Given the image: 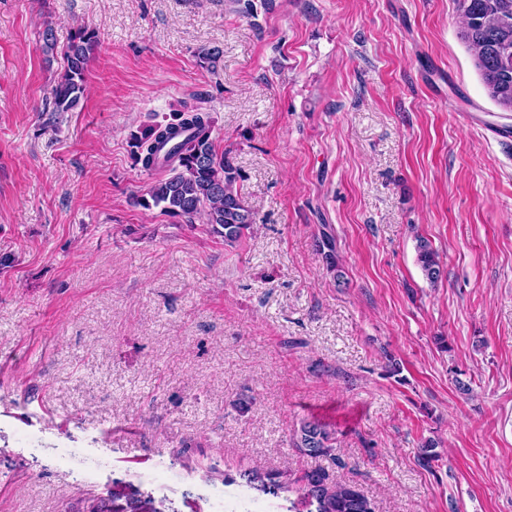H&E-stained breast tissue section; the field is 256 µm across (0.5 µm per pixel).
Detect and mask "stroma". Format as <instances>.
<instances>
[{
  "label": "stroma",
  "mask_w": 512,
  "mask_h": 512,
  "mask_svg": "<svg viewBox=\"0 0 512 512\" xmlns=\"http://www.w3.org/2000/svg\"><path fill=\"white\" fill-rule=\"evenodd\" d=\"M48 23L99 40L58 117ZM185 105L242 174L237 246L133 203L130 132ZM500 128L455 0H0V512H292L225 483L255 466L325 469L375 512H512ZM306 417L335 458L293 446ZM417 262L430 283L437 282L441 277V265L432 244L426 238L420 237L416 244Z\"/></svg>",
  "instance_id": "1"
}]
</instances>
